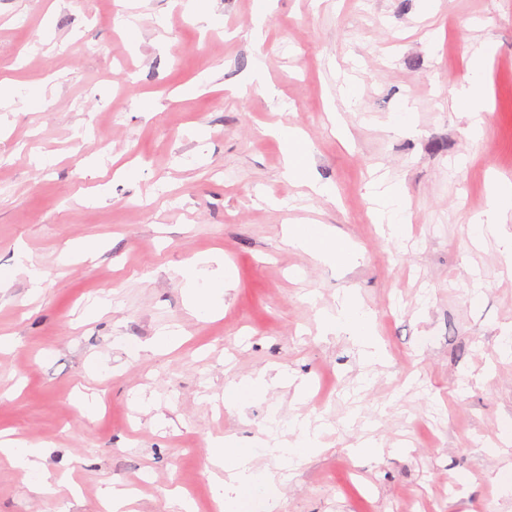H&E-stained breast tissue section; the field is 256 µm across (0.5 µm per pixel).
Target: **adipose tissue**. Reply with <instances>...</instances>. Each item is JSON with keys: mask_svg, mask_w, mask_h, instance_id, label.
Instances as JSON below:
<instances>
[{"mask_svg": "<svg viewBox=\"0 0 512 512\" xmlns=\"http://www.w3.org/2000/svg\"><path fill=\"white\" fill-rule=\"evenodd\" d=\"M269 134L286 145L285 173L300 180L309 194L331 195V188L309 177L305 163L310 153V143L299 129L282 124L269 127ZM379 207L374 213L376 223L385 225L390 235H397L411 221V212L404 193L396 183L379 182L375 187ZM512 212V181L496 180L493 200L489 208L472 216L468 221L469 233L477 239L489 236L501 237L502 226ZM290 246L309 252L323 261L349 262L357 255V249L346 238L337 236L326 225H317L314 233H307L304 226L292 225L287 229ZM186 289L189 306L198 315L206 316L222 312L224 290L233 280L231 267L223 258L203 259L183 268L180 272ZM373 314L364 308L360 300L350 292L336 300V313L330 317L328 329H347L357 338L365 361H374L378 352L372 340ZM295 433V440H288V433ZM320 429L306 420H296L287 430L267 429L264 438L249 448L240 447L233 439L225 437L213 440L209 445V460L213 466L211 480L215 486L216 512H249L257 485L265 487V512H279L280 496L273 475L261 473L255 460L270 455L284 465H295L320 444ZM6 460L23 470L30 489L40 495L56 493L62 481L48 471L42 462V453L25 442L0 435V460Z\"/></svg>", "mask_w": 512, "mask_h": 512, "instance_id": "ef3b65f1", "label": "adipose tissue"}]
</instances>
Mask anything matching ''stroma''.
I'll return each mask as SVG.
<instances>
[{
    "label": "stroma",
    "mask_w": 512,
    "mask_h": 512,
    "mask_svg": "<svg viewBox=\"0 0 512 512\" xmlns=\"http://www.w3.org/2000/svg\"><path fill=\"white\" fill-rule=\"evenodd\" d=\"M208 8L205 29L178 0H0V266L44 273L39 293L0 288V430L63 479L36 496L0 465V512H104L114 480L131 512H176L183 490L214 512L210 439L249 447L297 418L325 425L321 448L290 471L255 461L282 512H512V275L466 224L512 179V0H274L258 35L249 0ZM487 40L476 138L450 99ZM258 63L272 96L248 82ZM280 123L334 200L284 177ZM382 174L411 204L399 238L372 219ZM297 224L334 228L355 263L289 246ZM212 254L235 281L199 317L179 272ZM346 291L374 314V366L322 327ZM164 329L181 342L128 356ZM280 370L306 395L225 409L229 382Z\"/></svg>",
    "instance_id": "obj_1"
}]
</instances>
